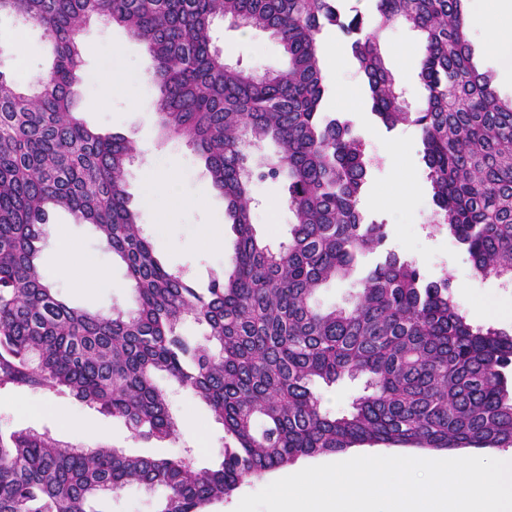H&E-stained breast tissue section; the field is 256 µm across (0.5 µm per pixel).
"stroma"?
Listing matches in <instances>:
<instances>
[{"mask_svg":"<svg viewBox=\"0 0 512 512\" xmlns=\"http://www.w3.org/2000/svg\"><path fill=\"white\" fill-rule=\"evenodd\" d=\"M214 42L229 60L243 59L255 73L285 69L288 63L270 34L259 29L241 32L240 28L218 20L213 26ZM326 51L342 48L335 69L325 70L330 87L327 111L351 121L362 136L366 151L378 159L362 199V210L370 221L385 224L387 245L412 259L421 274L429 279L449 278L454 300L465 312L487 309L495 303L512 305V288L503 289L495 278L475 275L465 249L448 234L445 226L432 220L429 184L420 155V132L411 126L387 130L371 113L365 82L350 51L348 39L336 30L325 33ZM85 47L84 69L96 73L93 83L82 86L81 117L91 127L106 134H119L137 143L148 144L130 167L127 180L131 205L149 234L162 261L180 269L198 287H206L211 274L231 267L236 236L224 231L223 247L213 246L201 236V227L224 221V196L210 189L207 204L201 209H185L170 202L147 208L143 199L151 192L148 171H171L177 180L180 198L194 197L206 183L204 161L184 139L163 135L155 112L157 89L144 78L150 66L145 46L121 26L94 19L82 33ZM380 46L387 66L404 89L409 102H419L423 87L417 74L421 58V37L403 23L383 29ZM49 49L38 27L27 26L18 32L13 16H0V71L22 86L33 85L45 72ZM397 144L401 152L388 160L385 147ZM407 193L412 205L395 207L396 196ZM260 205L252 222L258 238L278 245L288 234L291 213L282 203L277 184L259 182L253 187ZM67 242L78 256L104 271V278H81L63 273L57 262L60 242ZM44 272L58 293L72 305L100 312L130 310L134 292L125 268L104 251L92 225L81 224L65 210L49 212L48 236L40 257ZM158 386L167 394L168 408L177 425L174 439L146 444L133 438L122 420L98 413L69 396H54L27 389L0 390V433L34 430L49 432L62 442L72 437L63 426L66 417L89 422L93 432L79 443L85 447L105 445L146 457H186L198 467L216 463L224 447V427L208 407L190 391L158 377ZM160 493H149L132 486L99 502L100 512H157Z\"/></svg>","mask_w":512,"mask_h":512,"instance_id":"1","label":"stroma"}]
</instances>
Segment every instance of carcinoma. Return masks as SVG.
<instances>
[{
	"instance_id": "obj_1",
	"label": "carcinoma",
	"mask_w": 512,
	"mask_h": 512,
	"mask_svg": "<svg viewBox=\"0 0 512 512\" xmlns=\"http://www.w3.org/2000/svg\"><path fill=\"white\" fill-rule=\"evenodd\" d=\"M343 0H0L39 27L52 64L30 91L0 71V389L68 395L122 419L149 443L176 434L165 376L224 425L222 460L195 468L84 448L47 433L0 434V512H99L130 484L163 491L159 512H206L245 481L301 456L362 444L512 447V331L475 324L448 278L426 279L386 248L385 225L360 209L372 159L354 125L326 111L318 41L349 39L371 112L421 133L433 216L475 274L512 281V98L478 71L466 0H372L373 31ZM98 18L123 26L152 61L162 130L187 140L224 195L236 233L232 270L198 288L163 264L130 205L133 141L79 115L81 34ZM220 19L270 32L288 57L261 75L213 46ZM401 21L423 40L411 109L387 67L379 30ZM282 186L288 242L271 248L252 224V185ZM90 224L125 266L133 311L109 315L65 302L39 266L52 208ZM380 259L364 271L362 259ZM359 273L348 307L323 310L326 282ZM192 321L204 341L183 334ZM365 378L332 414L313 385Z\"/></svg>"
}]
</instances>
